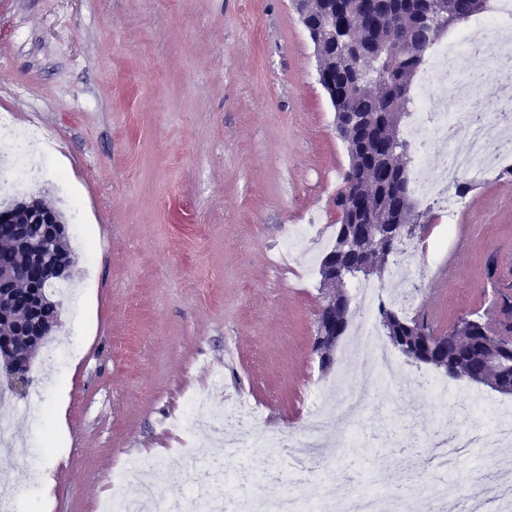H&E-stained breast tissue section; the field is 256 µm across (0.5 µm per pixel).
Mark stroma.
<instances>
[{
  "label": "stroma",
  "instance_id": "1",
  "mask_svg": "<svg viewBox=\"0 0 512 512\" xmlns=\"http://www.w3.org/2000/svg\"><path fill=\"white\" fill-rule=\"evenodd\" d=\"M0 114L51 143L22 193L63 214L74 281L90 286L55 294L53 340L71 347L56 372L35 355L33 384L0 404L23 435L8 466L13 512H98L129 457L169 458V480L144 470L127 485L158 497L205 467L208 435L178 457L160 429L204 386L201 361L267 413L256 433L303 429L336 373L311 351L318 266L297 252L300 277L279 250L313 213L337 224L349 155L291 0H0ZM465 201L451 234L436 209L422 218L421 239L441 244L423 257L411 315L437 333L464 315L497 329L496 304L512 297V175ZM349 373L371 403L343 429L367 450L324 461L312 498L329 481L340 501L375 485L386 512H402L422 491L440 416L464 429L457 410L472 392L512 405L466 381L442 406L420 387ZM251 463L259 479L238 497L292 492L279 449H252Z\"/></svg>",
  "mask_w": 512,
  "mask_h": 512
}]
</instances>
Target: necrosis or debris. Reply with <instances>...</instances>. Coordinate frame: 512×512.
Instances as JSON below:
<instances>
[{
  "label": "necrosis or debris",
  "instance_id": "4bbe7bcc",
  "mask_svg": "<svg viewBox=\"0 0 512 512\" xmlns=\"http://www.w3.org/2000/svg\"><path fill=\"white\" fill-rule=\"evenodd\" d=\"M496 31L500 41L496 49L487 45L488 31ZM494 69L499 76V94L490 118L475 119L464 106L477 92L475 74ZM419 108L416 129L427 131V150L437 144L452 142L465 136L467 148L463 151L444 153L437 172H429L426 161H419L411 172L415 192L423 198L435 199L442 218L454 219L458 202L448 196V186L459 176H466L472 183L480 184L504 174L505 162L512 160V0H490L486 12L473 19L465 29L435 50L431 66L418 84ZM381 292L379 284L363 283L357 289L361 316L352 332L351 342L345 352V364H368L375 367L379 382L398 389L419 384L416 376H407L386 345L371 309ZM347 373L338 376L345 393L330 407H316L309 422L292 440H283L277 433L263 437L253 431L261 421L263 412L247 396H238L232 414L238 426L225 425L223 404L224 377L210 375L203 390L190 394L183 411L174 416L172 428L177 443H185L188 436L200 428L208 429L216 447L228 448L224 475L214 476V486L206 496L182 499L150 498L149 488H142L144 503H136L125 492L126 475L145 466H152L157 480H165L166 470L155 464L153 458H131L125 467L124 477L113 480L108 497L107 512H223L224 500L233 496L240 485L241 466L235 454L239 448H260L272 442L287 446L288 458L297 473H305L319 461V450L335 434V419L347 420L357 416L369 402L365 393L348 390ZM209 410L207 418L193 415L196 407ZM504 448L512 445V414L496 419L490 434L479 437L467 432L465 437L437 433L433 436L428 466L434 471L446 470L449 463L468 448L481 442ZM455 501L457 512H486L490 504H498L500 512H512V465H500L495 472L474 469L469 485L457 490L448 484H439L426 499L408 504V512H445L448 501ZM244 512H380L381 501L375 491H362L345 501H337L334 493L324 494L319 501L307 498L303 489H296L286 498L271 502L250 499L243 504Z\"/></svg>",
  "mask_w": 512,
  "mask_h": 512
}]
</instances>
